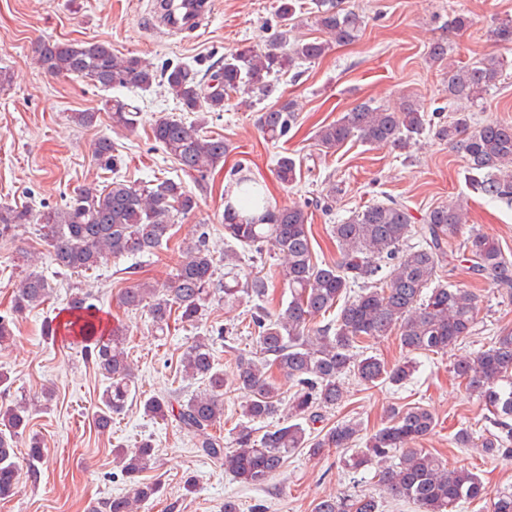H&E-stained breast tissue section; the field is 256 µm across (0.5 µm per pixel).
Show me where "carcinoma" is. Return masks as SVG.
Segmentation results:
<instances>
[{
  "mask_svg": "<svg viewBox=\"0 0 512 512\" xmlns=\"http://www.w3.org/2000/svg\"><path fill=\"white\" fill-rule=\"evenodd\" d=\"M316 22L324 39L288 40L298 27L296 0H280L279 30L265 48L241 46L224 58L204 63L166 65L162 76L169 94L186 112H222L234 95L258 90L265 97L278 92L272 76L324 56L332 44L355 41L363 20L341 7V0H313ZM33 58L49 74L84 77L103 88L150 89L157 80L153 67L136 56H119L107 42L78 44L39 41ZM501 62L495 57L448 67V102L455 116L436 126L435 132L463 150L467 159L466 179L480 197L512 203V123L477 125L471 107L500 77ZM105 108L112 127L128 131L138 124L137 108L117 97ZM259 124L267 138L288 136L296 124L293 103L287 102L260 114ZM431 124V118L416 101L402 98L394 108L370 102L356 105L341 118L316 132L320 146L335 149L351 137L376 146L404 150ZM152 137L175 159L182 170L205 177L224 161V139L206 135L202 125L187 123L167 114L152 123ZM99 168L116 170L121 156L112 139L101 137L95 149ZM278 181L290 185L297 180L296 162L282 156L277 161ZM236 202L224 206L222 252L224 279L216 277L217 260L203 229L180 251L171 281L161 288L144 281L124 289L119 303L128 310L148 308L155 331L169 328L172 315L181 323L198 327L215 295L235 304L247 296L256 301L249 326L255 333L259 353L239 357L237 374L227 382L215 363L213 345L224 338V329L194 337L181 357L183 379L202 387L182 400L179 395L153 396L143 400L144 414L165 420L174 418L180 427L200 437L204 455L220 461L233 477L248 485H260L282 468L288 455L299 448L320 456L329 448H347L359 439L361 428L344 421L321 437H310L304 423H315L322 412L343 399L341 379L354 375L361 383L378 382L401 386L409 381L418 364L412 359L393 367L375 356L358 359L353 349L392 333L408 353L439 354L472 335L477 295L460 285L435 283L448 251L467 223L468 209L462 202L431 209L420 224L409 209L390 199L374 203L331 226L339 259L318 264L312 259L309 206L278 208L266 188L246 175L234 179ZM198 202L180 182L156 179L133 184L117 177L101 187L85 184L60 208L49 207L37 214L25 206L0 204V241L15 238L24 224H38L42 241L50 248L54 264L63 272L97 269L108 258L153 254L170 238V213L193 212ZM417 245L405 248L410 239ZM468 270L481 278L512 290V262L489 236L477 231L463 240ZM272 250L280 259L275 276H254L240 281L244 257ZM287 288L286 306L270 312L264 305L277 285ZM51 295V285L42 275L30 272L16 286L12 314L0 315V347L13 337L17 316L42 305ZM338 309L336 318L324 325L317 318ZM46 336H79L90 347V356L109 381L94 425L106 431L112 415L121 413L135 387V374L124 351V329L100 328L97 310L88 295L75 294L70 318L44 327ZM454 375L465 383L494 415L498 429L483 437L478 447L490 455L512 456V332L492 339L476 354L459 359ZM292 381L294 392L283 403L274 373ZM243 390L248 400L242 408L247 424L224 450V438L210 433L224 419V391ZM281 416L282 423L265 431L252 423ZM31 415L25 402L0 406V499L21 489L16 448L26 432ZM435 426L426 408L392 407L387 424L372 433L365 450L351 459L358 470L376 459L385 462L394 449L403 453L399 463L378 471L379 484L398 501L412 503L418 512H457L461 502L479 500L489 494L481 479L466 469L450 468L440 458L413 444ZM152 444L145 442L134 452L113 450L116 466L128 479L132 494L111 496L94 512H134L133 504L145 502L158 487L139 476L148 468ZM44 453L37 440L28 443V475L35 480ZM314 512H381V504L369 494L342 495L320 500Z\"/></svg>",
  "mask_w": 512,
  "mask_h": 512,
  "instance_id": "carcinoma-1",
  "label": "carcinoma"
}]
</instances>
